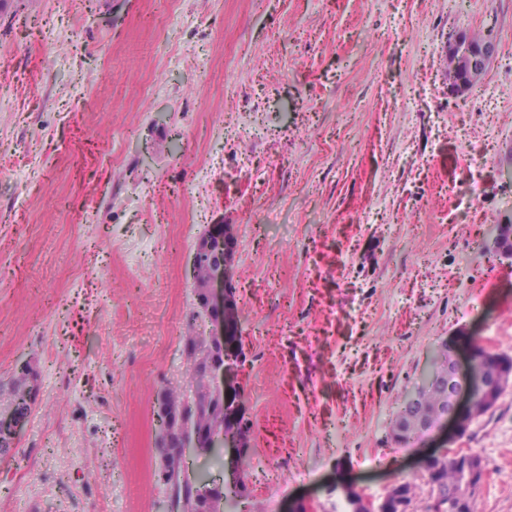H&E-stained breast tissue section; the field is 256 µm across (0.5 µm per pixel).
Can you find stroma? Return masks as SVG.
<instances>
[{
	"mask_svg": "<svg viewBox=\"0 0 512 512\" xmlns=\"http://www.w3.org/2000/svg\"><path fill=\"white\" fill-rule=\"evenodd\" d=\"M486 30L454 96L450 46ZM0 157V383L28 359L40 389L0 512H159L156 397L190 381L169 330L212 224L237 241L248 512L406 481L426 512L435 448L481 459L471 512H512V385L464 435L392 439L442 340L512 355V0H0ZM491 35L492 31L488 30L486 34L478 33L469 37L464 35L460 39L463 43L468 42L474 48L487 41L479 49H471L459 42L455 44L453 53L457 56L458 67L461 71L468 73L470 77L480 76L493 58L495 43L494 41H489L492 40Z\"/></svg>",
	"mask_w": 512,
	"mask_h": 512,
	"instance_id": "1",
	"label": "stroma"
}]
</instances>
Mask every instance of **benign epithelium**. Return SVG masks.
<instances>
[{"instance_id":"1","label":"benign epithelium","mask_w":512,"mask_h":512,"mask_svg":"<svg viewBox=\"0 0 512 512\" xmlns=\"http://www.w3.org/2000/svg\"><path fill=\"white\" fill-rule=\"evenodd\" d=\"M453 53L457 56L461 71L478 77L493 58L495 43L488 41L478 49H471L458 42ZM494 244L504 257L511 259L512 227L498 226ZM235 250L236 239L231 235V225L217 224L199 239L190 258L192 269L200 263H207L210 266L209 279L195 286L196 301L205 314L208 327V331L204 332L200 339L197 353L202 358L210 359V367L191 381V389L196 394L202 390H213L221 399L224 398L225 387L240 389L239 377L245 365V354L240 347L230 348L224 343V313L234 303L232 258ZM476 354V350H469L467 363L463 365L456 351H451L448 366L443 368L441 374L427 375L423 383L407 395L392 427L393 439L396 440L401 435L404 420L414 415L420 419V423L413 426V432L417 434L432 428L441 420L452 422L456 431L462 432L473 399L478 394L485 397L489 409L496 407L499 376L489 378L474 373ZM19 365L26 367L30 373V399L27 408L22 411L9 403L0 406L1 457L9 455L14 448L37 398L36 370L29 361H21ZM431 390L442 396V409L437 416L431 415L428 410V394ZM220 410L227 416L225 428L208 434L206 439H201L195 434L182 433L181 412L166 407L160 411L161 436L167 446L185 460L204 459L212 452L227 450L230 457L228 471L235 479L239 476L243 456L244 444L239 426L246 422L245 413L238 399L231 404L220 403ZM447 461L464 462L465 472L470 479L483 476V465L479 457L462 454L450 448L425 456L421 461V467L426 468L435 463L440 465ZM155 478L163 484L179 482L184 486L193 487L197 495L205 498L210 497L214 490L222 488V485L199 473L189 474L185 468L178 473L160 469L155 472ZM345 497L349 512H386V506L391 503L395 506V512H408L407 503L396 496L392 488L377 503L351 487L345 489Z\"/></svg>"}]
</instances>
